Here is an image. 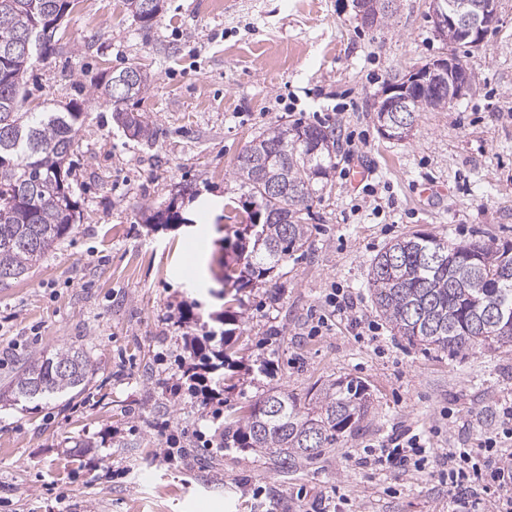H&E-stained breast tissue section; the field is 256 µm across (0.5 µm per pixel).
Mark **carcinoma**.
Returning a JSON list of instances; mask_svg holds the SVG:
<instances>
[{
  "label": "carcinoma",
  "mask_w": 512,
  "mask_h": 512,
  "mask_svg": "<svg viewBox=\"0 0 512 512\" xmlns=\"http://www.w3.org/2000/svg\"><path fill=\"white\" fill-rule=\"evenodd\" d=\"M142 28H152L163 0H126ZM71 0H0V282L18 280L60 244L81 219L68 181L70 156L79 147L84 116L63 111H20L29 68L55 51L54 38ZM107 79L103 95L113 106L147 91V77L132 89ZM448 101L421 98L408 114ZM117 125L133 139L152 140L141 115L115 110ZM331 133L294 122L274 125L254 137L237 157V175L249 197V223L236 232L243 269L224 265V295L251 281L272 279L283 263L308 243L314 199L328 184ZM375 308L398 336L426 350L460 353L512 345V243L480 239L453 242L412 234L388 244L371 261L369 280ZM228 335L220 349H193L194 368L216 370L228 358ZM89 354L62 347L32 358L15 377L11 396L51 399L82 390ZM367 387L355 379L322 385L301 402L271 388L236 420L224 426V447L264 453L286 473L311 463L359 429L368 410Z\"/></svg>",
  "instance_id": "obj_1"
}]
</instances>
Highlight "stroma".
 Here are the masks:
<instances>
[{
	"instance_id": "1",
	"label": "stroma",
	"mask_w": 512,
	"mask_h": 512,
	"mask_svg": "<svg viewBox=\"0 0 512 512\" xmlns=\"http://www.w3.org/2000/svg\"><path fill=\"white\" fill-rule=\"evenodd\" d=\"M164 0L142 30L125 0H80L56 52L26 75L23 111L84 112L72 157L81 221L18 282L0 283V393L31 352L84 349L86 388L0 407V512H308L335 495L341 512H448L438 474L356 465L391 429L441 427L436 448H476L512 404V347L457 356L394 335L367 287L374 256L413 233L456 242H512V0L482 49L442 40L427 0H397L385 27H367L352 0ZM456 54L473 91L421 112L388 140L375 106L394 77ZM141 67L148 90L127 111L153 123L147 145L127 137L102 81ZM295 121L335 135L336 169L311 211L304 250L282 276L224 304V266L241 222L238 155L267 127ZM216 198L212 217L178 197ZM176 204L183 220L150 229L144 215ZM211 223L201 261L194 224ZM340 288L373 335L360 338L325 299ZM235 317L227 368L210 376L224 421L267 389L298 399L344 378L371 404L358 430L288 473L245 448H210L211 408L172 385L191 363L189 336ZM328 324L310 328L317 316ZM452 419H445V412ZM170 456H163V447Z\"/></svg>"
}]
</instances>
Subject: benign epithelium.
Masks as SVG:
<instances>
[{"mask_svg":"<svg viewBox=\"0 0 512 512\" xmlns=\"http://www.w3.org/2000/svg\"><path fill=\"white\" fill-rule=\"evenodd\" d=\"M392 6L390 0H354L357 18L369 26L375 15ZM429 13L438 33L448 27L458 30L461 41L480 49L487 32L497 25L496 0H466L460 7L448 10L442 0H429ZM472 73L455 56L438 58L410 68L403 76L388 84L376 107L378 112H410L414 96L421 92L456 100L473 90Z\"/></svg>","mask_w":512,"mask_h":512,"instance_id":"benign-epithelium-1","label":"benign epithelium"}]
</instances>
